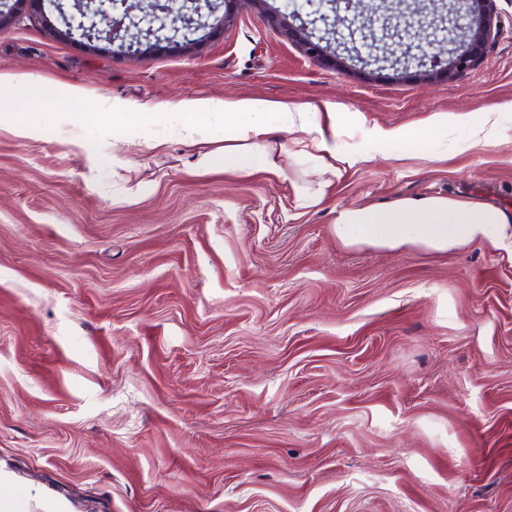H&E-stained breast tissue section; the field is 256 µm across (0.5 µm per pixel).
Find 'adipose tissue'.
<instances>
[{"mask_svg": "<svg viewBox=\"0 0 512 512\" xmlns=\"http://www.w3.org/2000/svg\"><path fill=\"white\" fill-rule=\"evenodd\" d=\"M272 107V102L260 99L186 100L175 104L174 111L186 122L223 115L225 140L249 144L248 152H225L224 165L247 174L258 166H277L265 143L270 130L261 122L264 112ZM284 118L286 130L300 132L302 144L316 152L321 174L336 176L341 154L335 132L306 112H288ZM332 231L342 244L356 247H415L446 252L483 243L512 248V214L496 205L469 199L421 197L347 207L337 211Z\"/></svg>", "mask_w": 512, "mask_h": 512, "instance_id": "ef3b65f1", "label": "adipose tissue"}]
</instances>
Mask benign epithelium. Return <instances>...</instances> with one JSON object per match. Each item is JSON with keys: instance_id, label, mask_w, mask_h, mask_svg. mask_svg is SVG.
<instances>
[{"instance_id": "obj_1", "label": "benign epithelium", "mask_w": 512, "mask_h": 512, "mask_svg": "<svg viewBox=\"0 0 512 512\" xmlns=\"http://www.w3.org/2000/svg\"><path fill=\"white\" fill-rule=\"evenodd\" d=\"M149 7L157 12V26L146 29L138 23L125 8L126 0H53L55 8L62 18L66 30L62 35L92 49L108 50L116 41H121L120 48L125 54L136 58L146 51L167 44L169 48H190L208 38L211 24L204 16L198 0H184L181 7L173 11L160 0H147ZM357 4L358 10L352 15H340L338 5ZM494 0H450L438 13L437 0H430V6L417 7L409 12L387 9L378 13V8L364 4V0H326L335 13L336 21L329 22V15L319 14L313 19H304L292 13L284 22L283 32L289 37H300L305 41L307 51L316 57H330L341 63L348 61L359 63L364 67L376 65V70L391 69L405 74L412 67H417V75L424 71L425 57L438 45L447 47L450 67L469 66L475 63L483 46L494 36L498 24L493 6ZM44 0H0V26L8 22L15 12L41 10ZM74 9L80 15L77 24L71 23L69 10ZM373 14L372 21L379 23V44L381 55L373 60L363 57L359 49L349 42L336 40V47L322 45L323 37H315L317 23L332 24L334 30L345 27L349 32L363 25L364 15ZM111 18L106 29L99 28L97 18ZM138 31L136 39L126 41L123 34L130 29Z\"/></svg>"}]
</instances>
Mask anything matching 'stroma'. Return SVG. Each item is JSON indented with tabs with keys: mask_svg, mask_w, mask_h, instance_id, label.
Masks as SVG:
<instances>
[{
	"mask_svg": "<svg viewBox=\"0 0 512 512\" xmlns=\"http://www.w3.org/2000/svg\"><path fill=\"white\" fill-rule=\"evenodd\" d=\"M314 9L236 5L196 49L136 59L53 36L50 7L0 26V72L28 76L0 86V491L18 512H512V252L331 229L418 196L512 212V112L472 144L512 101V0L477 62L427 82L309 55L279 22ZM71 85L119 118L69 124ZM227 98L316 113L350 163L322 185L267 114L278 170L225 169L223 119L191 134L166 109ZM436 116L447 137L373 136Z\"/></svg>",
	"mask_w": 512,
	"mask_h": 512,
	"instance_id": "obj_1",
	"label": "stroma"
}]
</instances>
